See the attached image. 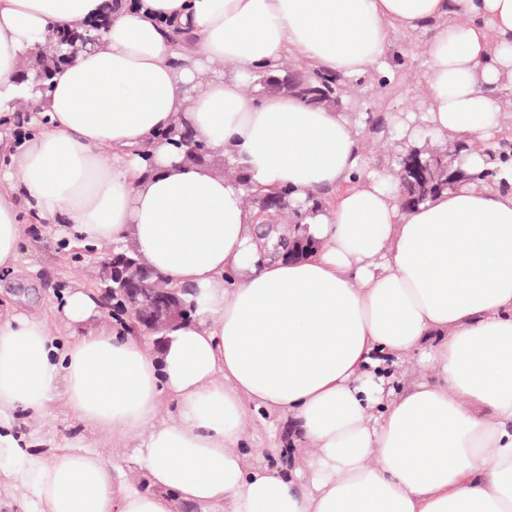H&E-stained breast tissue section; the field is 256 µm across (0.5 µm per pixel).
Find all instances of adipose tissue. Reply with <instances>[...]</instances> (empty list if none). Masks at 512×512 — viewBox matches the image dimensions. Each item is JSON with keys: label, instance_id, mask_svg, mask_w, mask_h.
Segmentation results:
<instances>
[{"label": "adipose tissue", "instance_id": "obj_1", "mask_svg": "<svg viewBox=\"0 0 512 512\" xmlns=\"http://www.w3.org/2000/svg\"><path fill=\"white\" fill-rule=\"evenodd\" d=\"M80 25L93 45L23 79ZM397 29L429 34L401 140L424 146V122L466 146L464 179L409 210L349 113L249 83L293 59L365 76ZM505 79L512 0H0V271L47 222L196 302L158 345L97 327L87 288L0 310V506L512 512V156L487 153L512 108L484 91ZM186 127L226 172L185 159L168 134ZM285 188L325 195L298 259L249 205ZM260 410L291 419L288 462L244 449ZM63 412L82 434L44 438Z\"/></svg>", "mask_w": 512, "mask_h": 512}]
</instances>
